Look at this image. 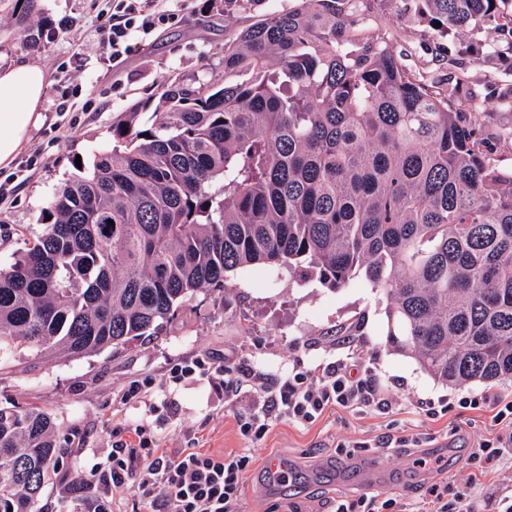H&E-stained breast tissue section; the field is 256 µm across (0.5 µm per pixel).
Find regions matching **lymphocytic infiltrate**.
<instances>
[{
  "label": "lymphocytic infiltrate",
  "mask_w": 512,
  "mask_h": 512,
  "mask_svg": "<svg viewBox=\"0 0 512 512\" xmlns=\"http://www.w3.org/2000/svg\"><path fill=\"white\" fill-rule=\"evenodd\" d=\"M117 14L100 18L95 31L120 61L140 49L164 21L149 0H117ZM188 379H206L224 388V401L235 405L242 397L250 404L237 415L240 432L248 442H261L270 427L281 421L315 423L328 409H364L387 414L397 402L382 382L374 362L358 351L345 356L328 355L305 364L295 358L287 372L272 375L254 359L240 355H211L174 363L162 382L151 379L130 383L121 403L140 402L158 392L176 388ZM497 435L474 449L472 459L488 465L512 459V401L496 413ZM136 444L116 442L110 458L84 473L82 486L93 489V512H116L127 498L144 512H242V489L252 465L248 453L224 454L198 448L169 452L156 444L150 425L135 429Z\"/></svg>",
  "instance_id": "obj_1"
}]
</instances>
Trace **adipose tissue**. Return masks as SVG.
<instances>
[{"label":"adipose tissue","instance_id":"adipose-tissue-1","mask_svg":"<svg viewBox=\"0 0 512 512\" xmlns=\"http://www.w3.org/2000/svg\"><path fill=\"white\" fill-rule=\"evenodd\" d=\"M45 69L19 64L0 69V168L12 164L42 120L47 89Z\"/></svg>","mask_w":512,"mask_h":512}]
</instances>
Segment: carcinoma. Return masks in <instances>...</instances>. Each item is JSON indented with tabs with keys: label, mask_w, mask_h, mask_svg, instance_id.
<instances>
[{
	"label": "carcinoma",
	"mask_w": 512,
	"mask_h": 512,
	"mask_svg": "<svg viewBox=\"0 0 512 512\" xmlns=\"http://www.w3.org/2000/svg\"><path fill=\"white\" fill-rule=\"evenodd\" d=\"M447 33L506 0H422ZM35 0H16L26 29ZM341 0H299L224 42V83L162 84L0 268V361L158 334L225 275L286 266L388 299L387 345L448 385L512 382V173L452 93L411 75ZM114 224H109V221ZM49 413L0 406V512H36Z\"/></svg>",
	"instance_id": "carcinoma-1"
}]
</instances>
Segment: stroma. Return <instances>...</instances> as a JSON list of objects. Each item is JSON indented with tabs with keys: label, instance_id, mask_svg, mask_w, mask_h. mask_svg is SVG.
I'll use <instances>...</instances> for the list:
<instances>
[{
	"label": "stroma",
	"instance_id": "35a3bbf8",
	"mask_svg": "<svg viewBox=\"0 0 512 512\" xmlns=\"http://www.w3.org/2000/svg\"><path fill=\"white\" fill-rule=\"evenodd\" d=\"M14 0H0V66L36 64L48 73L42 124L8 168L0 169V267L16 260L41 235V214L78 165H92L112 148V125L133 105L153 112L163 81L187 85L224 76V42L259 16L294 5L295 0H249L246 10L204 12L203 0H156L169 14L145 46L109 63L110 49L94 25L108 0H36L31 28L37 42L20 33L12 15ZM346 6L383 33L390 50L418 79L454 91L461 109L476 113L489 137L512 127V110L501 102L512 95V42L492 26L458 36L444 33L422 13L421 0H347ZM81 43L83 55L71 52ZM72 106H56L62 92ZM387 300L364 281L332 291L318 281H302L287 268L251 266L230 273L221 294L196 293L159 334L144 336L92 356L57 358L24 353L22 361L0 364V405L36 406L55 420L67 465L55 470L38 502L39 512H89L86 498L66 493L65 483L105 462L116 441L134 442V429L149 420L142 403L120 404L118 395L132 381L164 380L181 359L213 353L252 351L273 375L293 357L314 361L340 350L339 326L361 323L360 349L373 359L382 381L398 401L393 413L327 410L314 424L280 422L251 445L224 403L220 386L194 380L171 391L176 414L154 425L159 447L205 448L236 454L249 451L244 512H268L295 500L378 496L402 507L418 506L433 477L471 482L473 512H501L512 494V464L479 470L469 457L497 431L493 417L500 401L512 400V382L449 386L428 374L413 358L385 344ZM482 395L478 408L463 409L461 397ZM454 401L452 411L425 416L422 402ZM288 456L287 483L265 475L267 455ZM440 463L432 475L431 463Z\"/></svg>",
	"mask_w": 512,
	"mask_h": 512
}]
</instances>
